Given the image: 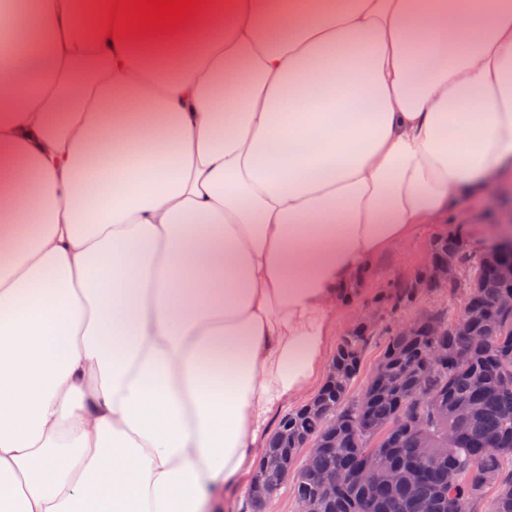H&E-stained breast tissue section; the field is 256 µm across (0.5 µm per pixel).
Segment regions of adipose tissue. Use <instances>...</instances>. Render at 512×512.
<instances>
[{"label": "adipose tissue", "instance_id": "adipose-tissue-1", "mask_svg": "<svg viewBox=\"0 0 512 512\" xmlns=\"http://www.w3.org/2000/svg\"><path fill=\"white\" fill-rule=\"evenodd\" d=\"M0 0V512H220L337 307L512 170V0Z\"/></svg>", "mask_w": 512, "mask_h": 512}]
</instances>
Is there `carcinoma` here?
<instances>
[{"instance_id": "1", "label": "carcinoma", "mask_w": 512, "mask_h": 512, "mask_svg": "<svg viewBox=\"0 0 512 512\" xmlns=\"http://www.w3.org/2000/svg\"><path fill=\"white\" fill-rule=\"evenodd\" d=\"M434 266L390 285L374 307L388 316L412 307L432 290L434 267L454 260L461 281L448 293L465 296L470 310L466 325L437 307L413 318L405 334L385 329L379 362L386 374L359 396H350L373 330L355 328L342 337L316 403L335 418L331 430L314 407L303 405L279 422L267 443L249 487L254 512L261 503L254 489L281 482L283 465L293 464L301 447L286 440L311 442L321 452L308 456L295 470L297 507L310 498L316 512H512V308L496 305L512 292V281L498 275L497 249L476 250L461 238L433 242ZM441 362H428L429 353ZM397 429L387 436L381 430ZM431 442L420 454L419 439ZM420 460L423 471L412 481L381 480L371 491L343 483L331 496L318 490L311 474H353L369 463L377 468L405 469Z\"/></svg>"}]
</instances>
